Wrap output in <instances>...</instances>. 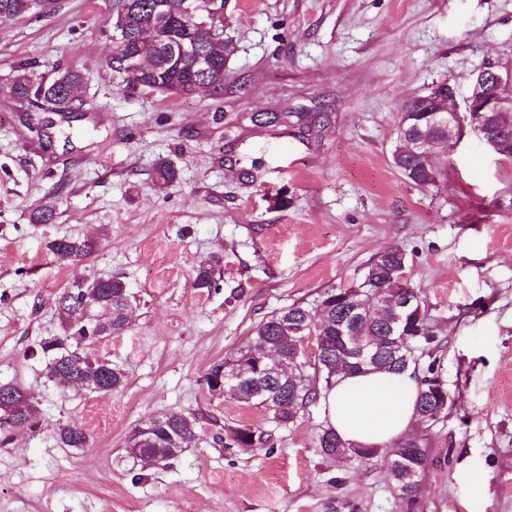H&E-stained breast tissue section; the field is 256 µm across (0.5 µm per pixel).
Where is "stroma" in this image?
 Here are the masks:
<instances>
[{"instance_id": "1", "label": "stroma", "mask_w": 512, "mask_h": 512, "mask_svg": "<svg viewBox=\"0 0 512 512\" xmlns=\"http://www.w3.org/2000/svg\"><path fill=\"white\" fill-rule=\"evenodd\" d=\"M112 4L56 0L0 23V82L28 61L46 76L77 70L84 100L73 119L0 95V384L24 388L41 421L0 444V512H512V160L467 127L438 157V185L391 165L405 101L488 61L512 66V0H229L238 50L224 87L189 99L128 90L112 73ZM257 112L280 120L256 124ZM26 113L51 118L52 142ZM162 163L176 171L164 188ZM45 204L56 217L36 223ZM62 236L93 240V254L58 264L47 244ZM393 244L455 397L412 430L429 460L410 503L388 453L316 452L323 405L274 429L202 383L273 311L316 309ZM213 256L215 284L198 289ZM110 275L134 313L92 351L124 371V389L47 380L38 342L58 332L56 300ZM170 410L195 415L199 437L142 469L128 438ZM67 421L90 448L56 445ZM241 425L271 429L272 449L214 443Z\"/></svg>"}]
</instances>
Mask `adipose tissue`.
<instances>
[{
	"label": "adipose tissue",
	"mask_w": 512,
	"mask_h": 512,
	"mask_svg": "<svg viewBox=\"0 0 512 512\" xmlns=\"http://www.w3.org/2000/svg\"><path fill=\"white\" fill-rule=\"evenodd\" d=\"M418 387L419 381L410 370L342 377L323 399L328 424L350 445L380 447L414 428Z\"/></svg>",
	"instance_id": "1"
}]
</instances>
